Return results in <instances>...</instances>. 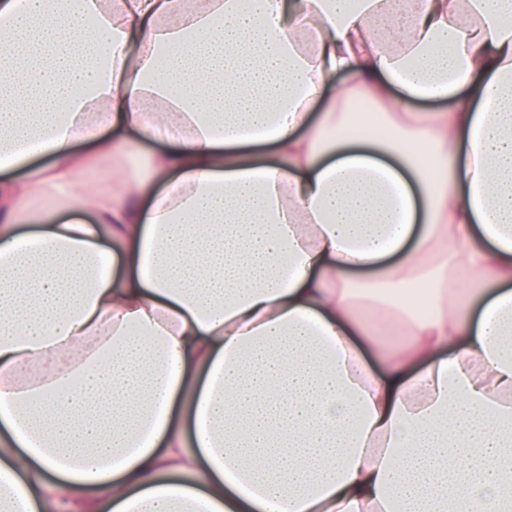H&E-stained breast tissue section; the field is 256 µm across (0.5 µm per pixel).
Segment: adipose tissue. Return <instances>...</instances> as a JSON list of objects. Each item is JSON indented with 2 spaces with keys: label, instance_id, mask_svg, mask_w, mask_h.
I'll return each instance as SVG.
<instances>
[{
  "label": "adipose tissue",
  "instance_id": "obj_1",
  "mask_svg": "<svg viewBox=\"0 0 512 512\" xmlns=\"http://www.w3.org/2000/svg\"><path fill=\"white\" fill-rule=\"evenodd\" d=\"M0 424V512H512V0H0Z\"/></svg>",
  "mask_w": 512,
  "mask_h": 512
}]
</instances>
